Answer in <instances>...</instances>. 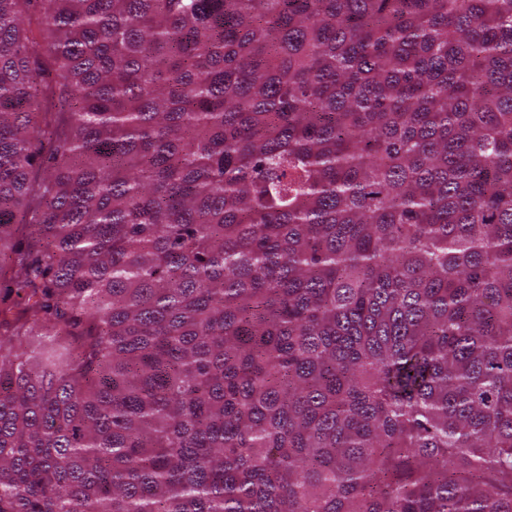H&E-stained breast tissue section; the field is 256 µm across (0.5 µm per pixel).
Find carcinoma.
Here are the masks:
<instances>
[{
	"label": "carcinoma",
	"instance_id": "carcinoma-1",
	"mask_svg": "<svg viewBox=\"0 0 512 512\" xmlns=\"http://www.w3.org/2000/svg\"><path fill=\"white\" fill-rule=\"evenodd\" d=\"M2 336L0 512H512V0H0Z\"/></svg>",
	"mask_w": 512,
	"mask_h": 512
}]
</instances>
